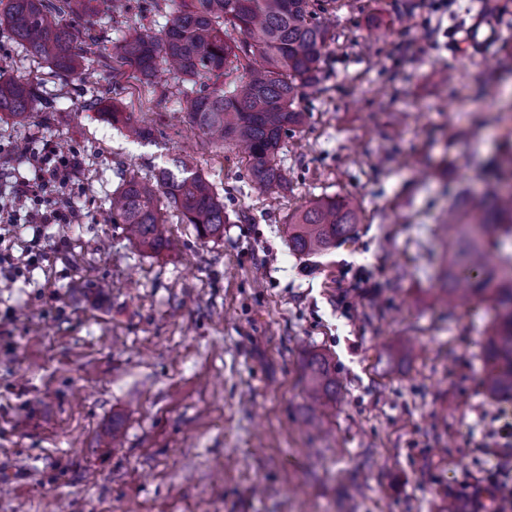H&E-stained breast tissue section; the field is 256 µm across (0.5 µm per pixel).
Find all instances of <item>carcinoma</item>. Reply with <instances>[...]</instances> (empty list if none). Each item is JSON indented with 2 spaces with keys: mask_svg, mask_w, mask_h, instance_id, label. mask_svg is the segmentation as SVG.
<instances>
[{
  "mask_svg": "<svg viewBox=\"0 0 512 512\" xmlns=\"http://www.w3.org/2000/svg\"><path fill=\"white\" fill-rule=\"evenodd\" d=\"M98 0H7L0 27L10 29L30 55L65 76L85 71L80 35L62 24L66 9L94 23ZM330 0H183L162 29L129 28L117 49L119 63L149 84L164 65L177 82L190 83L182 107L189 122L211 139L243 148L247 176L271 199L286 187L276 161L284 137L301 125L297 101L316 90L325 50L333 38L324 21ZM232 78V88L210 87L213 78ZM32 86L0 80V113L16 119L30 115ZM96 107L112 126L135 141L152 140L130 112L102 96ZM480 217L463 222L452 205L448 255L443 257L439 299L450 308L488 302L496 318L485 344L487 389L512 399V186L488 184L472 197ZM178 211L203 239L224 236V202L214 186L185 162L174 160L151 178H124L112 197V212L137 247L157 253L168 245L166 210ZM359 206L350 195L310 200L288 217V244L304 255H322L351 237ZM308 410L336 401V367L325 355L306 364Z\"/></svg>",
  "mask_w": 512,
  "mask_h": 512,
  "instance_id": "carcinoma-1",
  "label": "carcinoma"
}]
</instances>
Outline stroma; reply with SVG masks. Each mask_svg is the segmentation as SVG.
I'll use <instances>...</instances> for the list:
<instances>
[{"label": "stroma", "instance_id": "obj_1", "mask_svg": "<svg viewBox=\"0 0 512 512\" xmlns=\"http://www.w3.org/2000/svg\"><path fill=\"white\" fill-rule=\"evenodd\" d=\"M181 0H130L90 31L93 79L56 76L0 28V77L35 86L27 121L0 118V194L11 157L44 145L81 162L74 224L0 283V512H441L479 486L492 512L491 445L512 400L485 389L487 303L448 314L437 234L481 165L512 151V0H351L331 11L320 91L278 160L269 205L231 143L185 116L181 84L111 69L119 32L157 29ZM497 60L451 54L476 15ZM118 97L153 131L125 137L92 108ZM186 161L224 199V235L199 239L176 211L157 253L112 216L123 173ZM361 203L352 240L320 257L288 247V216L319 196ZM412 338L414 349L399 344ZM332 356L336 404L307 424V352ZM120 444H112L113 430Z\"/></svg>", "mask_w": 512, "mask_h": 512}]
</instances>
